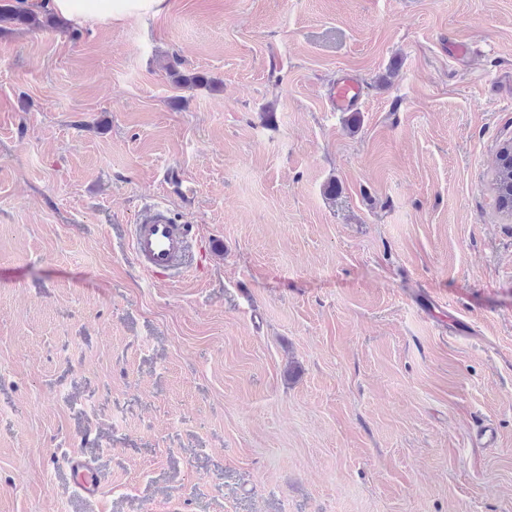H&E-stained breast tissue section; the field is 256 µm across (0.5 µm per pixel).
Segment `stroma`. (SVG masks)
I'll list each match as a JSON object with an SVG mask.
<instances>
[{
  "mask_svg": "<svg viewBox=\"0 0 512 512\" xmlns=\"http://www.w3.org/2000/svg\"><path fill=\"white\" fill-rule=\"evenodd\" d=\"M510 139L512 0L0 30V512H512ZM364 96L363 83L345 73L327 93L332 112H357ZM492 191L498 210L512 215V143H505L498 153V162L492 179ZM192 228L176 224L159 203L146 205L133 225L131 252L134 263L154 280L189 267ZM67 466L72 472L77 488L85 495L95 497L100 493V484L95 472L80 455H72L67 460Z\"/></svg>",
  "mask_w": 512,
  "mask_h": 512,
  "instance_id": "stroma-1",
  "label": "stroma"
}]
</instances>
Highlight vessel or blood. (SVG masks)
<instances>
[{"label":"vessel or blood","mask_w":512,"mask_h":512,"mask_svg":"<svg viewBox=\"0 0 512 512\" xmlns=\"http://www.w3.org/2000/svg\"><path fill=\"white\" fill-rule=\"evenodd\" d=\"M363 96L362 82L349 73L339 78L327 93L331 109L335 112L358 111ZM131 252L134 263L152 279H168L173 272L189 266L191 229L188 225L175 223L161 204L146 205L133 226ZM67 466L83 494L90 497L99 494L98 478L81 456L69 457Z\"/></svg>","instance_id":"1"}]
</instances>
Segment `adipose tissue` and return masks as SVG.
<instances>
[{
  "instance_id": "adipose-tissue-1",
  "label": "adipose tissue",
  "mask_w": 512,
  "mask_h": 512,
  "mask_svg": "<svg viewBox=\"0 0 512 512\" xmlns=\"http://www.w3.org/2000/svg\"><path fill=\"white\" fill-rule=\"evenodd\" d=\"M25 4L27 10L49 12L64 23L94 26L160 13L166 0H25Z\"/></svg>"
}]
</instances>
